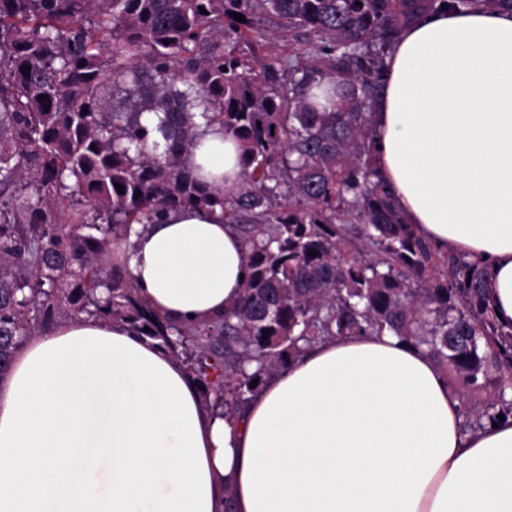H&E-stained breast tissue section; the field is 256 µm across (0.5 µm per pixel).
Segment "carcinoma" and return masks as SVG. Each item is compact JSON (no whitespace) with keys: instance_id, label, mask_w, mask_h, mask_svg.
<instances>
[{"instance_id":"1","label":"carcinoma","mask_w":512,"mask_h":512,"mask_svg":"<svg viewBox=\"0 0 512 512\" xmlns=\"http://www.w3.org/2000/svg\"><path fill=\"white\" fill-rule=\"evenodd\" d=\"M438 7L512 0H0V375L86 314L191 345L229 415L304 347L388 332L470 393L495 377L493 399L463 402L465 429L511 416L512 323L486 266L439 256L375 156L387 51ZM198 118L237 142L232 193L188 163ZM216 206L247 248L241 302L171 325L119 254L135 224Z\"/></svg>"}]
</instances>
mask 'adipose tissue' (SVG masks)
<instances>
[{
  "label": "adipose tissue",
  "mask_w": 512,
  "mask_h": 512,
  "mask_svg": "<svg viewBox=\"0 0 512 512\" xmlns=\"http://www.w3.org/2000/svg\"><path fill=\"white\" fill-rule=\"evenodd\" d=\"M387 65L379 167L422 237L487 265L510 323L512 12H429ZM190 162L239 182L237 145L213 129ZM124 262L177 323L223 317L248 271L218 208L134 229ZM0 512H512V418L464 431L443 371L387 334L314 344L227 417L155 342L73 318L0 377Z\"/></svg>",
  "instance_id": "adipose-tissue-1"
}]
</instances>
